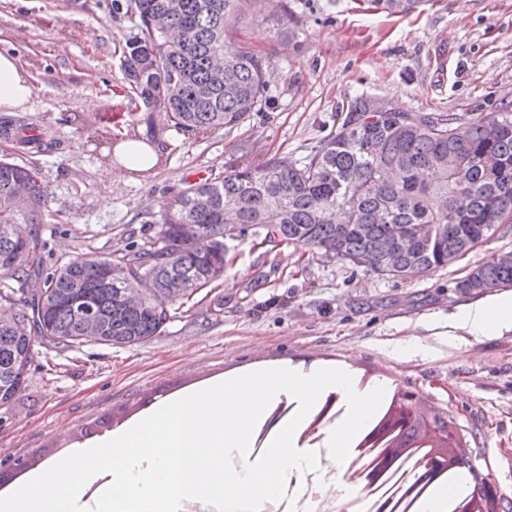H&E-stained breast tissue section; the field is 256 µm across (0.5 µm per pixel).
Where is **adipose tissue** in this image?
<instances>
[{
    "mask_svg": "<svg viewBox=\"0 0 512 512\" xmlns=\"http://www.w3.org/2000/svg\"><path fill=\"white\" fill-rule=\"evenodd\" d=\"M34 91L30 74L12 55L0 53V109L23 107ZM448 329L462 330L476 337L512 331V291L493 293L475 305L459 307L449 315Z\"/></svg>",
    "mask_w": 512,
    "mask_h": 512,
    "instance_id": "1",
    "label": "adipose tissue"
}]
</instances>
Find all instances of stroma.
Instances as JSON below:
<instances>
[{
    "label": "stroma",
    "mask_w": 512,
    "mask_h": 512,
    "mask_svg": "<svg viewBox=\"0 0 512 512\" xmlns=\"http://www.w3.org/2000/svg\"><path fill=\"white\" fill-rule=\"evenodd\" d=\"M299 48L270 30L279 8L253 0L235 26L262 60L267 102L239 125L194 134L157 122L160 165L146 178H114L106 142L144 133L122 49L136 32L126 0H0V53L14 55L35 85L12 110L55 139V150L20 155L35 166L47 209L40 233L46 271L79 253H108L143 236L195 172L213 178L275 158L302 160L335 134L364 95L400 112L512 110V0H424L392 17L366 0H284ZM101 119L100 137L81 125ZM263 229L229 242L224 275L193 300L170 306L159 336L127 346L33 344L26 381L0 407V488L21 484L16 459L50 460L89 443L103 425L150 414L148 399H177L268 366L348 365L359 389L378 380L412 393L442 417L480 472L492 473L500 512H512V331L447 337L448 315L478 302L458 279L491 255L512 252V234L428 276H382L317 249L268 243ZM416 337L412 357L397 342Z\"/></svg>",
    "instance_id": "obj_1"
}]
</instances>
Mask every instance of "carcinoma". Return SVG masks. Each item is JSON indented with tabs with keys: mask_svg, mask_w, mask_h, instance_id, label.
Here are the masks:
<instances>
[{
	"mask_svg": "<svg viewBox=\"0 0 512 512\" xmlns=\"http://www.w3.org/2000/svg\"><path fill=\"white\" fill-rule=\"evenodd\" d=\"M373 10L406 16L424 0H368ZM129 0L138 32L125 43L121 65L129 89L142 100L146 136L154 137L153 112L188 132L233 127L266 102L262 61L229 32L250 0ZM276 39L297 44L292 17L279 19ZM359 96L335 135L311 148L297 164L268 160L206 178L179 191L163 213L158 240L126 244L107 254L84 253L46 274L48 243L38 224L47 209L36 169L0 158V274L18 283L19 297L0 295V400L17 393L32 360V337L72 346L86 318L58 298L74 290L88 311L105 319L116 346L158 335L162 317L152 304L118 311L112 296L141 272L151 277V296L166 295L170 282L206 283L224 268V225L241 232L272 230L279 240L315 248L351 263L371 253L373 271L417 279L512 228V110L395 112L374 108ZM0 136L47 151L37 127L22 119L0 120ZM12 224L30 225L22 241ZM191 225L193 233L183 227ZM162 246H157V243ZM512 284V264L495 259L456 282L463 293L482 294Z\"/></svg>",
	"mask_w": 512,
	"mask_h": 512,
	"instance_id": "cac0c4a2",
	"label": "carcinoma"
}]
</instances>
